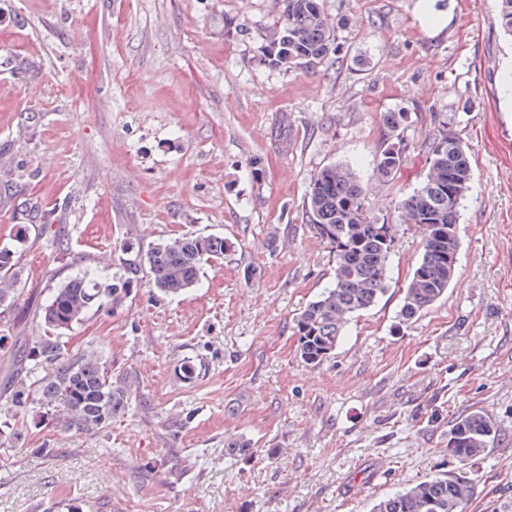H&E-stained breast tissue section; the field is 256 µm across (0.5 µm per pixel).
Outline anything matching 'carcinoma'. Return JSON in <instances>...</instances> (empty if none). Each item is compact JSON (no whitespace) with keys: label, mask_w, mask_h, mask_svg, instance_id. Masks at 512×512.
Returning a JSON list of instances; mask_svg holds the SVG:
<instances>
[{"label":"carcinoma","mask_w":512,"mask_h":512,"mask_svg":"<svg viewBox=\"0 0 512 512\" xmlns=\"http://www.w3.org/2000/svg\"><path fill=\"white\" fill-rule=\"evenodd\" d=\"M279 27L259 46L270 68L313 71L330 62L336 52V23L325 13L323 0H276ZM497 21L512 36V0H497ZM401 112H388L386 143L376 158L375 176L389 178L399 170L407 144L395 137L403 124ZM429 167L424 181L395 205L403 224L422 231L423 254L403 288L399 323L407 324L438 302L455 274L460 248V208L471 181L469 147L448 132L443 121L429 134ZM306 223L327 243L335 265L330 284L310 301L296 319L300 359L318 366L330 358L346 327L375 305L388 289L389 261L394 249L393 225L372 215L365 190L350 168L328 165L310 180L306 192ZM230 243L219 236L184 234L135 250L123 272L83 268L50 289L39 307L43 334L32 339L19 364L34 363L44 373L16 374L12 392L0 405V416L18 438L25 417L44 400H61L56 425L74 432L99 431L128 408L127 389L112 380L95 349L71 354L60 334L84 321L91 312L121 306L132 274L146 271L156 290L180 295L195 287L205 267L224 259ZM21 270L15 252L0 249V315L11 311L23 296ZM494 421L481 411L458 417L449 431L448 454L460 461L481 455L496 437ZM471 496L467 478L446 474L398 490L374 502L371 512H463Z\"/></svg>","instance_id":"carcinoma-1"}]
</instances>
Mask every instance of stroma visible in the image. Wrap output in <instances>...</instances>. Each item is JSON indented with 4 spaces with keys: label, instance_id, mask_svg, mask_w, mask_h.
Returning a JSON list of instances; mask_svg holds the SVG:
<instances>
[{
    "label": "stroma",
    "instance_id": "35a3bbf8",
    "mask_svg": "<svg viewBox=\"0 0 512 512\" xmlns=\"http://www.w3.org/2000/svg\"><path fill=\"white\" fill-rule=\"evenodd\" d=\"M324 7L341 21L335 62L311 73L261 63L273 0H0V246H18L24 284L0 331L28 345L49 288L118 266L123 242L232 244L188 293L142 271L121 307L63 332L70 352L97 347L129 407L91 433L29 415L0 446V512H370L451 472L473 486L465 512H512V39L494 0ZM229 19L250 38L225 37ZM389 112L407 150L379 182ZM442 119L470 147L457 273L402 326L423 248L395 204ZM330 164L355 169L395 242L387 292L311 367L295 320L334 261L305 194ZM474 410L497 434L461 462L448 434Z\"/></svg>",
    "mask_w": 512,
    "mask_h": 512
}]
</instances>
